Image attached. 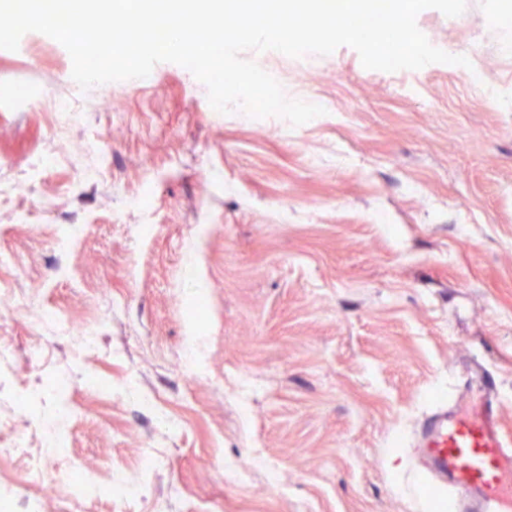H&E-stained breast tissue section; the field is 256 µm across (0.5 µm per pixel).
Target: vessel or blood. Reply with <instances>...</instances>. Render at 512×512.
<instances>
[{"label":"vessel or blood","instance_id":"1","mask_svg":"<svg viewBox=\"0 0 512 512\" xmlns=\"http://www.w3.org/2000/svg\"><path fill=\"white\" fill-rule=\"evenodd\" d=\"M417 446L448 512H512V435L493 407L472 417L438 408L422 422Z\"/></svg>","mask_w":512,"mask_h":512}]
</instances>
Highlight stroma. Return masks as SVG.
Instances as JSON below:
<instances>
[{"label": "stroma", "mask_w": 512, "mask_h": 512, "mask_svg": "<svg viewBox=\"0 0 512 512\" xmlns=\"http://www.w3.org/2000/svg\"><path fill=\"white\" fill-rule=\"evenodd\" d=\"M504 0L421 11L432 45L472 70H368L353 48L295 59L243 52L287 98L326 113L294 127L216 112L186 68L81 89L72 60L37 32L0 49V286L22 289L95 351L58 334L27 360L33 312L0 317L13 362L0 382V445L29 434L47 459L16 485L44 512H439L417 472L423 418L448 373L483 363L512 428V23ZM82 113L67 130L60 102ZM106 142V180L82 140ZM53 164H44V155ZM147 199L148 209L135 207ZM208 301L191 328L184 303ZM193 345L201 371L180 366ZM110 382L102 395L87 372ZM76 389L67 456L99 479L159 466L136 500H69L27 416ZM136 378L140 400L124 396ZM184 415L181 434L156 429Z\"/></svg>", "instance_id": "1"}]
</instances>
